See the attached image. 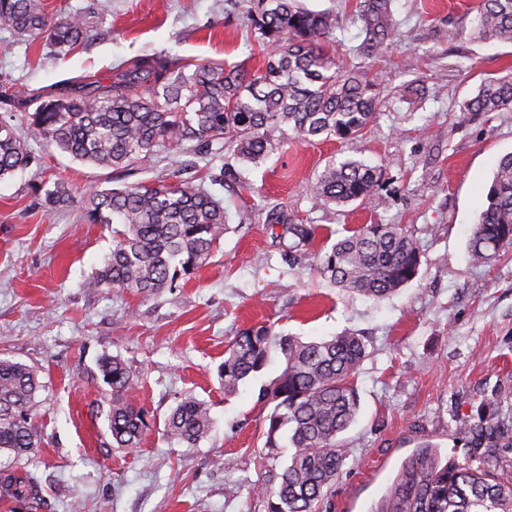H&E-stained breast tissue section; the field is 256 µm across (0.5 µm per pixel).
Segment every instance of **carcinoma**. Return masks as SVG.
Listing matches in <instances>:
<instances>
[{
	"label": "carcinoma",
	"mask_w": 512,
	"mask_h": 512,
	"mask_svg": "<svg viewBox=\"0 0 512 512\" xmlns=\"http://www.w3.org/2000/svg\"><path fill=\"white\" fill-rule=\"evenodd\" d=\"M247 14L269 49L263 71L200 60L169 65L145 56L118 69L107 84L88 75L41 98L27 113L29 127L74 161L121 169L148 156L161 141L179 146L225 141L236 159L257 162L272 151L275 131L304 141L361 136L378 111L377 83L364 67L336 62L330 51L336 18L310 11L300 0H249ZM391 16L389 0H375L357 15L365 42L377 53L393 35ZM472 23L476 37L512 43V0H479ZM0 29L60 49L85 48L93 41L85 18L53 20L42 0H0ZM504 110H512V73L483 80L463 107L473 116ZM30 160L14 127L0 120V179ZM379 179L376 166L332 158L310 192L344 206L375 194ZM486 201L468 245L471 259L483 264L512 242V153L498 161ZM84 218L123 226L87 287L132 289L144 296L207 264L226 223L224 207L212 196L162 181L95 189L84 201ZM285 231L291 243L283 257L293 264L315 242L318 227L290 224ZM420 265L419 247L401 224H363L318 256L323 279L377 301L411 283ZM274 347L283 356L282 370L260 387L257 398L269 409L264 447L271 455L290 446L295 452L278 485L263 484L256 491L267 501V512H316L348 460L339 435L360 410L354 379L367 344L353 332L302 342L277 336L268 325L244 328L224 350L219 370L224 393L237 394L240 385L260 374ZM100 370L111 388L112 446L135 448L148 430L147 411L132 398L136 376L114 356L102 358ZM41 389L35 368L0 358V452L17 459L37 452L32 412ZM210 427L208 406L193 397L178 402L165 424L170 438L189 446ZM456 433L472 453L459 460L441 456L430 443L420 446L373 512H512V464L492 453L512 448V420L491 414L459 417ZM3 485L31 496L38 488L29 471L1 470Z\"/></svg>",
	"instance_id": "carcinoma-1"
}]
</instances>
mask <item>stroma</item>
<instances>
[{"instance_id":"1","label":"stroma","mask_w":512,"mask_h":512,"mask_svg":"<svg viewBox=\"0 0 512 512\" xmlns=\"http://www.w3.org/2000/svg\"><path fill=\"white\" fill-rule=\"evenodd\" d=\"M43 0L54 17L89 14L91 47L59 52L45 40L0 30V87L35 100L62 81L96 74L141 55L203 59L261 70L259 33L246 0ZM336 17L333 45L346 63L383 75L376 120L354 140H277L256 163H235L221 142L155 147L133 168L71 160L34 135L26 115L0 103L30 149L28 168L0 180V357L34 367L43 384L33 411L38 452H0V470H28L38 498L0 496V512H267L255 487L275 484L292 449H264L262 384L282 356L224 395L219 368L239 330L319 340L343 331L365 336L355 380L361 407L341 435L349 452L328 512H370L402 463L424 443L464 457L454 419L485 409L512 416V243L489 264L473 263L469 238L495 166L512 152V111L464 117L461 105L481 80L512 73V44L471 39L475 0H392L395 34L369 57L356 14L365 0H302ZM462 38L449 40V30ZM355 157L379 167L377 194L336 206L309 185L328 160ZM186 182L221 201L226 231L209 263L174 287L145 297L92 292L85 281L110 253V227L83 217L94 187L137 181ZM65 182L69 203L46 201ZM315 224L329 241L362 224H401L417 242V278L376 302L331 287L306 251L299 265L281 256L268 216ZM122 358L138 375L134 394L149 415L140 447L116 448L106 419L110 388L98 362ZM205 401L213 421L195 446L170 442L165 421L177 402Z\"/></svg>"}]
</instances>
